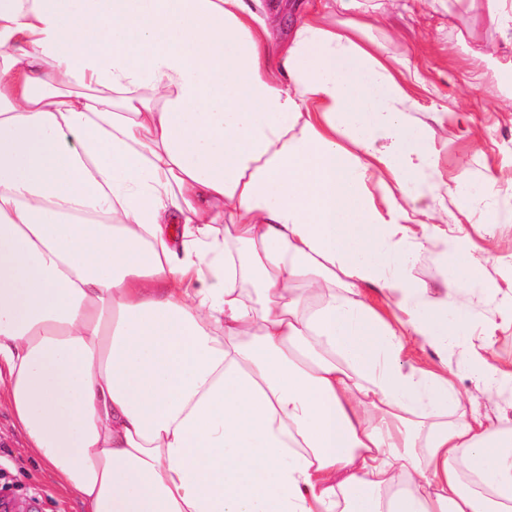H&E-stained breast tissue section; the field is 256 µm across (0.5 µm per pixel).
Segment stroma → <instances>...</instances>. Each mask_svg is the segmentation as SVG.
<instances>
[{
    "label": "stroma",
    "mask_w": 512,
    "mask_h": 512,
    "mask_svg": "<svg viewBox=\"0 0 512 512\" xmlns=\"http://www.w3.org/2000/svg\"><path fill=\"white\" fill-rule=\"evenodd\" d=\"M327 24L377 57L404 85L415 119L429 128L434 178L448 226L465 225L468 246L489 282L512 278V112L499 110L512 89V44L483 10L446 0H363ZM408 54L409 68L396 59ZM36 512H79L29 454L6 405H0V486Z\"/></svg>",
    "instance_id": "obj_1"
}]
</instances>
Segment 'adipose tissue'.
I'll list each match as a JSON object with an SVG mask.
<instances>
[{"mask_svg": "<svg viewBox=\"0 0 512 512\" xmlns=\"http://www.w3.org/2000/svg\"><path fill=\"white\" fill-rule=\"evenodd\" d=\"M336 6L0 0V400L82 512H512V416L454 383L512 390L470 305L512 283ZM440 261L432 250H423L415 258L414 276L429 286L435 287L439 283ZM456 385L469 397L473 408L480 413L494 415L501 411H507L512 415V408H510V404L512 403L511 392H507L498 398H490L488 394L477 385L476 381L466 373H461L456 378Z\"/></svg>", "mask_w": 512, "mask_h": 512, "instance_id": "obj_1", "label": "adipose tissue"}]
</instances>
